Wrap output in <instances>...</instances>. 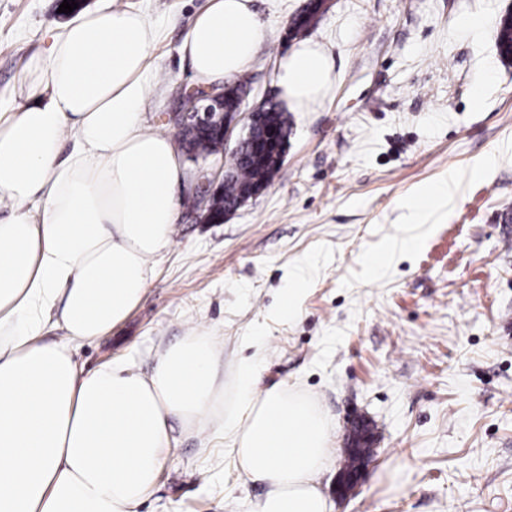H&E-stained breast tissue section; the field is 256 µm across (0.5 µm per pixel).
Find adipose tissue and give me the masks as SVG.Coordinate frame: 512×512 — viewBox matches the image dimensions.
I'll use <instances>...</instances> for the list:
<instances>
[{"mask_svg": "<svg viewBox=\"0 0 512 512\" xmlns=\"http://www.w3.org/2000/svg\"><path fill=\"white\" fill-rule=\"evenodd\" d=\"M159 36L128 8L83 12L31 58L30 104L0 112V512H139L175 418L224 436L243 477L267 483L256 512H330L315 476L331 423L285 384L259 388L256 360L225 369L207 334L158 352L147 373L77 360L139 307L179 219L185 167L144 117ZM262 36L254 0H207L181 53L210 86L247 69ZM334 80L313 40L278 64L293 112ZM51 326L64 343L45 341Z\"/></svg>", "mask_w": 512, "mask_h": 512, "instance_id": "adipose-tissue-1", "label": "adipose tissue"}]
</instances>
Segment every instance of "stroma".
Segmentation results:
<instances>
[{
    "label": "stroma",
    "instance_id": "obj_1",
    "mask_svg": "<svg viewBox=\"0 0 512 512\" xmlns=\"http://www.w3.org/2000/svg\"><path fill=\"white\" fill-rule=\"evenodd\" d=\"M59 2L0 0L1 111L24 104L28 61L68 21ZM84 2L161 26L164 87L147 124L177 135L166 115L193 83L180 47L206 0ZM308 2L255 0L264 37L242 109L278 99V58L299 39L324 45L334 90L289 113L280 171L224 223L201 222L182 200L145 299L77 358L147 371L197 330L229 367L261 337V386L288 384L332 422L334 451L316 476L331 512H512V61L497 45L512 0H325L291 38ZM473 17L481 27L464 28ZM446 180V207L407 225L406 203ZM297 272L307 288L288 319L277 309ZM360 421L376 452L342 498ZM172 426L176 446L141 512H253L266 487L241 476L224 439Z\"/></svg>",
    "mask_w": 512,
    "mask_h": 512
}]
</instances>
